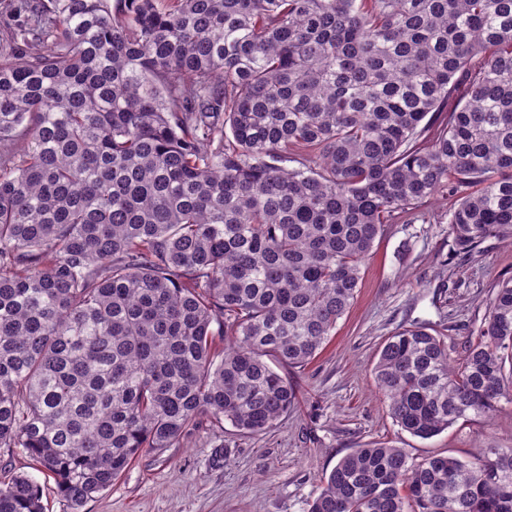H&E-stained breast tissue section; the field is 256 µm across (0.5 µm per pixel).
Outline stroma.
Here are the masks:
<instances>
[{"mask_svg": "<svg viewBox=\"0 0 512 512\" xmlns=\"http://www.w3.org/2000/svg\"><path fill=\"white\" fill-rule=\"evenodd\" d=\"M450 204L442 192L422 216L385 225L331 341L290 371L298 400L273 428L257 435L228 422L200 428L180 447L144 453L81 512H309L322 477L356 448L385 444L417 460L463 461L486 448H512V401H501L491 418L423 440L401 430L375 384L382 344L411 325L446 336L450 357L460 360L489 301L512 279L505 241L490 237L453 254Z\"/></svg>", "mask_w": 512, "mask_h": 512, "instance_id": "stroma-1", "label": "stroma"}]
</instances>
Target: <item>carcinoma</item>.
Wrapping results in <instances>:
<instances>
[{"label": "carcinoma", "instance_id": "cac0c4a2", "mask_svg": "<svg viewBox=\"0 0 512 512\" xmlns=\"http://www.w3.org/2000/svg\"><path fill=\"white\" fill-rule=\"evenodd\" d=\"M119 2L0 0V450L72 512L207 422L276 425L395 216L446 190L457 251L512 244V0ZM374 375L415 437L491 416L512 283L462 361L411 327ZM309 512H512V448H357Z\"/></svg>", "mask_w": 512, "mask_h": 512}]
</instances>
